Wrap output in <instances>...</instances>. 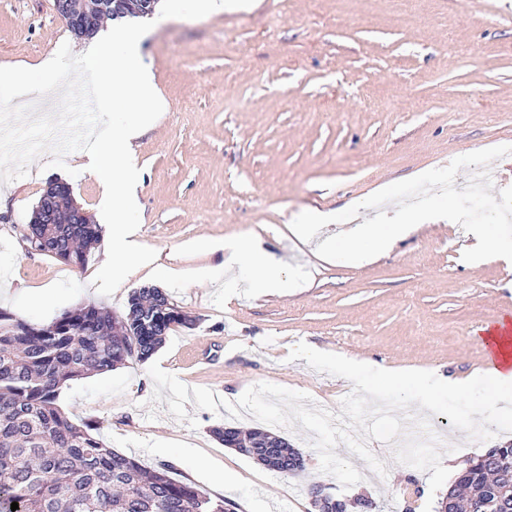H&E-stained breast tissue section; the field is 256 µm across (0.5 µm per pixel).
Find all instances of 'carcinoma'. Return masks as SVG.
<instances>
[{
    "label": "carcinoma",
    "mask_w": 512,
    "mask_h": 512,
    "mask_svg": "<svg viewBox=\"0 0 512 512\" xmlns=\"http://www.w3.org/2000/svg\"><path fill=\"white\" fill-rule=\"evenodd\" d=\"M70 200L52 201L44 222L28 225L33 250L83 266L101 240L98 224H72ZM196 318L159 288H137L125 310L86 305L49 324L0 309V512H226L224 500L109 448L93 421L72 422L58 405L70 380L148 360L174 326ZM225 447L270 471L297 474L301 453L263 430L215 427ZM280 444L266 455L265 441ZM18 509L11 510L12 503ZM437 512H512V443L472 459Z\"/></svg>",
    "instance_id": "carcinoma-1"
}]
</instances>
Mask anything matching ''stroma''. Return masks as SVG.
I'll return each mask as SVG.
<instances>
[{
	"label": "stroma",
	"mask_w": 512,
	"mask_h": 512,
	"mask_svg": "<svg viewBox=\"0 0 512 512\" xmlns=\"http://www.w3.org/2000/svg\"><path fill=\"white\" fill-rule=\"evenodd\" d=\"M257 2L203 18L187 0H163L141 43L165 103L135 143L137 239L156 262L104 296L94 278L107 243L82 267L29 250L24 234L49 181L67 182L89 215L100 213V180L80 151L62 169L46 152L25 177L0 183V308L48 323L88 304L119 314L133 289L161 288L195 326L174 328L147 361L64 384L58 404L73 422H97L110 448L169 465L233 512H315L314 485L368 498L373 512H423L430 474L397 462L394 444L368 442L383 477L338 445L363 476L345 490L320 471L302 426L278 429L303 456L295 476L224 447L211 430L259 427L237 401L262 382L340 416L352 383L289 360L301 342L376 368L475 377L483 328L512 318V264L463 261L476 239L453 222L417 225L359 264L320 258L318 240H298L290 225L456 157L512 147V0H411L405 10L393 0ZM75 41L54 0H0V67L37 68ZM203 238L216 250L199 249ZM245 239L304 287L281 293L240 277L221 246ZM429 427L457 470L512 441V432L471 439L444 415Z\"/></svg>",
	"instance_id": "stroma-1"
}]
</instances>
